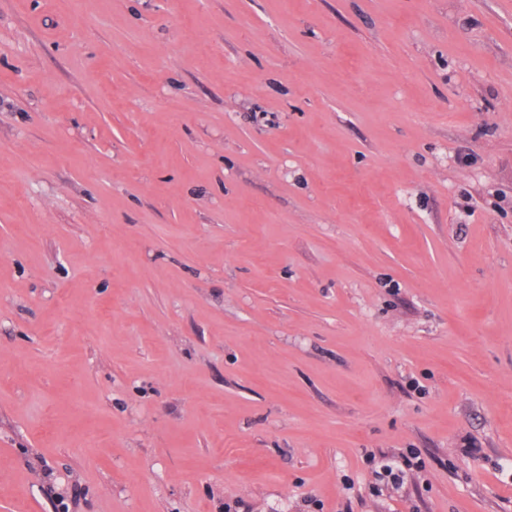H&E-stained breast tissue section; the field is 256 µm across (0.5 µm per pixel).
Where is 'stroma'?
Segmentation results:
<instances>
[{"label": "stroma", "mask_w": 512, "mask_h": 512, "mask_svg": "<svg viewBox=\"0 0 512 512\" xmlns=\"http://www.w3.org/2000/svg\"><path fill=\"white\" fill-rule=\"evenodd\" d=\"M61 500L512 512V0H0V512ZM420 456L412 449H407V454L400 453L399 456H382V460L377 462V466L373 471L375 480L374 491L379 493L382 487L400 486L404 483V479L408 471L419 470L422 468Z\"/></svg>", "instance_id": "1"}]
</instances>
